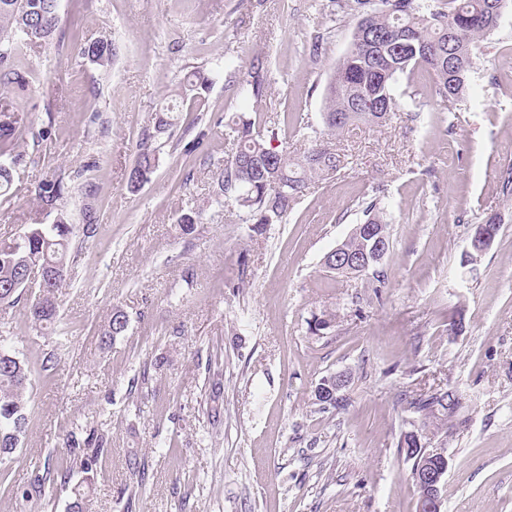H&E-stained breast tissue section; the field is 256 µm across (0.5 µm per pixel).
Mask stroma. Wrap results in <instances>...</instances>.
Masks as SVG:
<instances>
[{
	"label": "stroma",
	"mask_w": 512,
	"mask_h": 512,
	"mask_svg": "<svg viewBox=\"0 0 512 512\" xmlns=\"http://www.w3.org/2000/svg\"><path fill=\"white\" fill-rule=\"evenodd\" d=\"M59 13L54 40L27 52L30 133L12 194L0 197V239L23 231L45 178L62 177L70 220L82 224L85 165L98 222L70 246L56 328L33 324L29 293L0 311V345L31 369L22 444L0 463V512H70L60 482L84 480L72 446L91 433L104 453L90 512H416L397 448L407 400L448 386L465 406L447 441L444 512H512V223L474 268L460 265L475 226L512 207L502 191L512 66L501 61L512 12L452 106L431 95L427 72L403 75L387 125L338 134L343 168L259 233L246 210L211 203L212 173L236 150V88L264 58L269 106L254 129L303 146L304 127L322 125V88L351 41L355 0H60ZM325 30L326 51L312 55ZM105 38L117 47L111 68L83 63L79 45ZM219 56L235 69L203 92V108L181 102L172 135L154 142L150 182L130 190L151 113ZM376 197L390 222L385 287L328 280L323 256ZM187 204L200 212L190 235L176 222ZM116 306L128 330L101 345ZM324 309L336 324L312 335ZM336 372L351 377V403L318 412L314 387ZM133 455L146 488L130 504ZM37 482L41 493L24 499Z\"/></svg>",
	"instance_id": "1"
}]
</instances>
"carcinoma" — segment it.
<instances>
[{
    "label": "carcinoma",
    "mask_w": 512,
    "mask_h": 512,
    "mask_svg": "<svg viewBox=\"0 0 512 512\" xmlns=\"http://www.w3.org/2000/svg\"><path fill=\"white\" fill-rule=\"evenodd\" d=\"M505 2L512 10V0H448L443 8L439 0H356L359 7L369 11L358 22L350 47L339 59L323 91V128L303 134L307 147L302 151L288 149V142L277 146L272 141L278 133L270 130L269 137L255 135L251 123L241 116L232 117L238 138L233 156L213 173L212 200L222 206L234 203L245 209L253 224L265 226L281 224L294 206L305 195L310 182L323 179L339 171L343 157L333 145V137L354 124L381 125L390 116L395 105V85L400 76L422 69L433 80L432 89L441 101L453 103L467 90L473 72L475 50L480 42L494 31L504 12L497 3ZM58 0H0V91L21 85L19 67L26 60V51L36 39L50 40L59 29ZM78 55L98 67L111 66L116 48L108 39L85 43ZM235 67L231 58H217L208 72L193 71L173 90V96L202 102L201 89L213 77ZM249 79L241 84L239 94L246 107L261 112L267 107L270 79L264 61L256 58L250 65ZM178 121L173 107L167 105L152 113V132L146 139L156 138L171 131ZM26 122L15 112L0 110V158L11 163L20 160L17 147L24 141ZM156 149L143 143L134 165L128 173V184L137 190L151 180L158 166ZM63 179H44L35 190L40 213L53 217V222H33L13 239L0 240V306H11L18 300L27 284H16L11 263L26 258L28 265L39 270L68 267L69 242L77 232V225L67 221L61 201L65 194ZM364 223L381 230L390 237V223L384 209L375 199L364 208ZM199 218L192 206L180 209L177 223L189 235L195 231ZM337 279L357 280L366 287L378 289L386 284L384 268L361 271L349 265L330 272ZM66 283L60 277L47 282L30 306V317L40 326L54 325L59 320L57 295ZM336 315L323 310L312 316L309 329L315 335L333 327ZM129 319L116 306L108 324L100 330V341L109 345L128 329ZM30 368L5 357L0 349V462L16 449L27 420V386ZM314 404L321 410H342L349 405V397L336 391L332 376L319 379L314 389ZM420 418V443H411L407 432H402L398 448L412 465L439 466L440 459L426 456L430 437L438 435L443 427H453L462 409V394L451 388H439L419 394L408 402ZM91 452L80 449L77 454L85 472L93 470L98 456L104 452L87 441ZM89 485L77 484L70 488L71 512H85Z\"/></svg>",
    "instance_id": "carcinoma-1"
}]
</instances>
